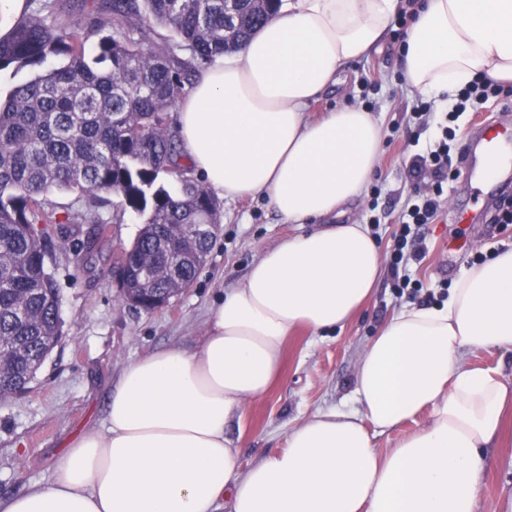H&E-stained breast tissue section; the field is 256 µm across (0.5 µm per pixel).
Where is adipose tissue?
I'll list each match as a JSON object with an SVG mask.
<instances>
[{
  "label": "adipose tissue",
  "instance_id": "adipose-tissue-1",
  "mask_svg": "<svg viewBox=\"0 0 512 512\" xmlns=\"http://www.w3.org/2000/svg\"><path fill=\"white\" fill-rule=\"evenodd\" d=\"M402 5L280 0L197 73L175 103L182 163L219 196L263 195L311 230L225 291L197 348L131 363L102 428L71 441L48 485L0 498V512H475L485 450L512 425V387L466 355L512 350V247L464 268L447 301L391 315L358 358L356 408L315 413L246 468L224 432L280 376L288 336L344 328L383 273L367 226L332 218L364 195L384 129L357 106L314 120L307 108L383 45ZM402 64L407 85L438 100L478 77L512 82V0H426ZM399 428L380 451L376 433Z\"/></svg>",
  "mask_w": 512,
  "mask_h": 512
}]
</instances>
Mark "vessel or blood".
<instances>
[{
	"label": "vessel or blood",
	"mask_w": 512,
	"mask_h": 512,
	"mask_svg": "<svg viewBox=\"0 0 512 512\" xmlns=\"http://www.w3.org/2000/svg\"><path fill=\"white\" fill-rule=\"evenodd\" d=\"M474 166L469 171V182L480 184L501 177L512 167V129L493 123L474 127L469 141Z\"/></svg>",
	"instance_id": "vessel-or-blood-1"
}]
</instances>
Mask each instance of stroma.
<instances>
[{
	"mask_svg": "<svg viewBox=\"0 0 512 512\" xmlns=\"http://www.w3.org/2000/svg\"><path fill=\"white\" fill-rule=\"evenodd\" d=\"M419 94L405 82L400 44L387 36L380 50L353 63L347 85L314 101L310 118L343 104H368L382 123L385 138L380 166L371 185L380 197L365 193L359 204L337 216L340 224H363L370 207L383 215L373 234L389 248L397 217L415 184L408 168L415 154L433 141L432 129L414 124L411 109ZM464 206L476 221L458 224ZM220 224L207 261L193 285L167 307L145 312L125 305L112 277L115 257L136 239L142 219L125 212L108 224L104 241L92 254L77 258L88 225H79L67 242L57 243L53 272L61 299L63 340L35 380L21 394L0 401V497L45 485L53 478L58 455L69 440L93 429L105 415L111 387L136 359L158 350L199 344L212 308L225 289L244 280L268 249L303 230L288 224L263 196L218 200ZM488 207L487 189L458 191L449 182L438 219L429 225L426 254L412 275L424 287L440 291L477 255L512 245V225L490 223L479 214ZM392 277L383 274L367 307L345 329L313 335L301 329L289 336L281 377L262 398L247 403L228 427L243 466L258 463L284 444L289 429L313 413L353 406L355 365L368 339L401 306ZM494 460L480 482L477 512H499L512 498V447L493 448Z\"/></svg>",
	"mask_w": 512,
	"mask_h": 512,
	"instance_id": "obj_1",
	"label": "stroma"
}]
</instances>
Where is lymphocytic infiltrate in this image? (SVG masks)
Returning a JSON list of instances; mask_svg holds the SVG:
<instances>
[{"label":"lymphocytic infiltrate","instance_id":"1","mask_svg":"<svg viewBox=\"0 0 512 512\" xmlns=\"http://www.w3.org/2000/svg\"><path fill=\"white\" fill-rule=\"evenodd\" d=\"M451 110L436 115L429 101H417L415 115L435 119L437 139L432 148L415 155L410 167L411 177L425 185L424 192L411 196L402 208L397 222L400 226L388 256L392 286L397 292H410L419 297L421 283L412 282L406 273L410 263L421 261L425 252L422 242L429 224L434 223L441 210L445 189L455 174L452 170L451 144L456 138V123L468 104L483 103L492 98L512 97V85L474 81L459 89Z\"/></svg>","mask_w":512,"mask_h":512}]
</instances>
